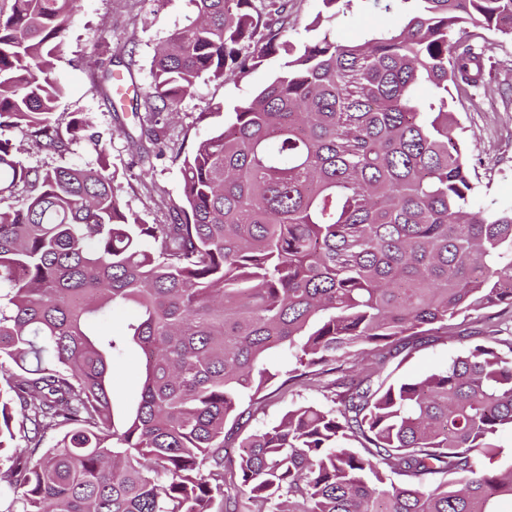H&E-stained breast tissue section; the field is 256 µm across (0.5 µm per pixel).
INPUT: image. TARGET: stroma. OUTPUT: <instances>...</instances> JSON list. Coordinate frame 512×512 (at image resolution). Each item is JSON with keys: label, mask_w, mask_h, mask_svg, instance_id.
Segmentation results:
<instances>
[{"label": "stroma", "mask_w": 512, "mask_h": 512, "mask_svg": "<svg viewBox=\"0 0 512 512\" xmlns=\"http://www.w3.org/2000/svg\"><path fill=\"white\" fill-rule=\"evenodd\" d=\"M195 13L191 0H80V7L56 62L55 74L65 85L60 100L61 115L84 114L94 131L100 132L108 153V170L115 175L118 195L127 209L151 224L167 220L165 205L181 195L182 175L169 154L140 157L131 138L141 127L131 111L130 98L106 99L93 84L96 67L111 68L124 86L136 93L149 92L154 50L168 34ZM391 16L374 11H353L337 21L322 24L317 36L352 39L392 24ZM490 79L475 98L457 99L452 107L458 119L456 133L471 164L475 191L473 206L488 203L512 206V39L485 32ZM271 58L245 78L226 75L224 81H202L180 103L168 123L170 143H179L184 132L201 135L222 130L224 115L251 98L278 69ZM222 112H215V105ZM21 158L29 166L78 164L96 167L98 155L86 139L70 145L66 154L48 155L31 149ZM463 350L452 336H437L418 346L406 358L388 367L393 379L408 380L447 367ZM333 392L297 387L271 397L249 424L257 429L278 421L295 402L331 405Z\"/></svg>", "instance_id": "stroma-1"}]
</instances>
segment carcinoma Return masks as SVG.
Returning <instances> with one entry per match:
<instances>
[{
    "label": "carcinoma",
    "mask_w": 512,
    "mask_h": 512,
    "mask_svg": "<svg viewBox=\"0 0 512 512\" xmlns=\"http://www.w3.org/2000/svg\"><path fill=\"white\" fill-rule=\"evenodd\" d=\"M397 23L352 41L283 39L288 0H191L135 104L165 146L200 80L270 82L224 129L180 146L165 224L124 209L103 136L56 112L55 61L78 0H0V129L98 167H29L0 137L3 512H502L512 465V207L473 208L455 97L486 82L467 27L512 38V0L352 2ZM128 313L121 331L112 317ZM469 342L447 368L387 366L434 333ZM144 362L123 425L112 368ZM336 388L243 435L263 392ZM55 443L43 447L47 433ZM24 447L15 445L17 437Z\"/></svg>",
    "instance_id": "cac0c4a2"
}]
</instances>
